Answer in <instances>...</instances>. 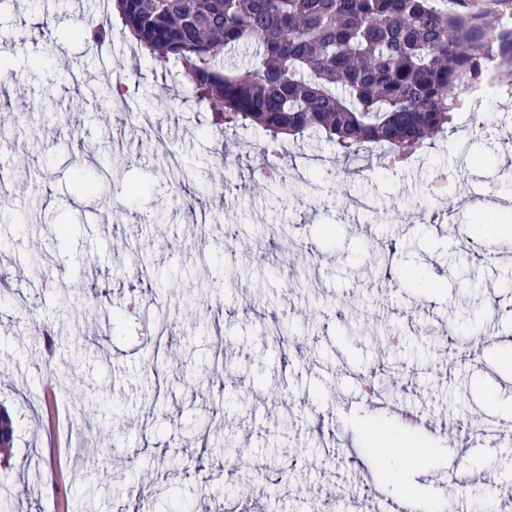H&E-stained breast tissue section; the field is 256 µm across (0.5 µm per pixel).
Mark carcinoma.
Segmentation results:
<instances>
[{
	"instance_id": "carcinoma-1",
	"label": "carcinoma",
	"mask_w": 512,
	"mask_h": 512,
	"mask_svg": "<svg viewBox=\"0 0 512 512\" xmlns=\"http://www.w3.org/2000/svg\"><path fill=\"white\" fill-rule=\"evenodd\" d=\"M117 0L123 25L179 68L215 124L270 137L315 134L349 174L370 146L390 163L448 130L456 105L496 46L512 70V0ZM73 34L92 47L105 24ZM251 49L243 69L225 62Z\"/></svg>"
}]
</instances>
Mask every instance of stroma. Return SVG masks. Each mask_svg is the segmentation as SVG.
I'll use <instances>...</instances> for the list:
<instances>
[{
	"mask_svg": "<svg viewBox=\"0 0 512 512\" xmlns=\"http://www.w3.org/2000/svg\"><path fill=\"white\" fill-rule=\"evenodd\" d=\"M112 2L100 0L112 32L93 48L73 34L78 0H0L11 61L0 94L27 104L0 110V403L15 429L0 512L58 500L128 512L138 487L151 512H366L360 487L395 467L381 425L427 451L406 483H384L387 499L512 512L496 494L512 480V239L446 232L512 199V94L488 96L483 136L460 112L408 165L374 151L370 170L347 175L323 137L217 134L191 84L141 52ZM30 13L51 17L48 30L28 28ZM103 62L108 85L133 87L110 108ZM281 154L301 177L262 189L259 167ZM79 159L116 174L82 194ZM100 299L126 313L121 327L86 315ZM277 322L291 331L285 360ZM450 326L487 337L477 358L442 339ZM215 364L217 385L205 374ZM379 369L401 384L388 405L360 396ZM80 397L97 403L95 425L70 418ZM476 416L502 428L493 453L463 455L470 481L458 487L448 463ZM247 474L274 480L273 496L241 499Z\"/></svg>",
	"mask_w": 512,
	"mask_h": 512,
	"instance_id": "obj_1",
	"label": "stroma"
}]
</instances>
